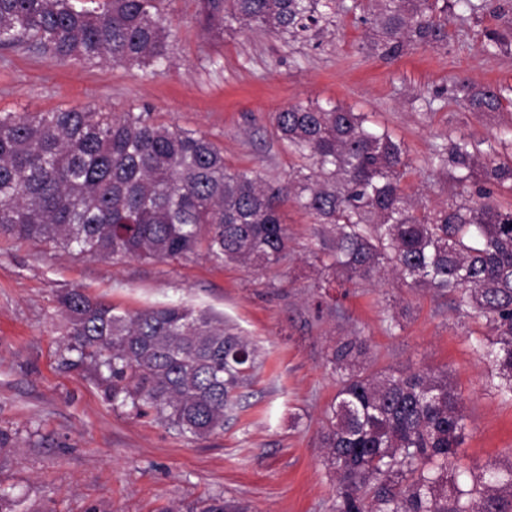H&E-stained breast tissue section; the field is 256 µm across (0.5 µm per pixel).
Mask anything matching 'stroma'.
<instances>
[{
    "instance_id": "obj_1",
    "label": "stroma",
    "mask_w": 512,
    "mask_h": 512,
    "mask_svg": "<svg viewBox=\"0 0 512 512\" xmlns=\"http://www.w3.org/2000/svg\"><path fill=\"white\" fill-rule=\"evenodd\" d=\"M360 2L343 0L333 22L287 41L260 29L202 34L198 0H170V62L153 71L0 48V113L146 106L160 122L207 135L228 166L283 184L302 161L277 139L274 114L296 102L341 105L401 141L406 193L441 206L455 186L430 167L434 147L462 134L491 143L512 135L511 105L472 112L460 89L512 85V51L482 50L485 31L508 21L494 18L495 0L470 19L455 6L447 45L390 61L368 51ZM282 211L288 256L271 269L203 254L99 259L0 239V487L15 497L0 512H202L215 500L227 512H331L336 477L318 432L336 395L328 358L354 336L370 345L360 361L368 370L447 375L467 417L460 468L512 448V402L475 351L485 320L389 273L337 283L316 258L326 226L294 200ZM74 289L129 313L181 302L223 317L256 350L223 432L182 434L112 404L102 375L68 345L58 297Z\"/></svg>"
}]
</instances>
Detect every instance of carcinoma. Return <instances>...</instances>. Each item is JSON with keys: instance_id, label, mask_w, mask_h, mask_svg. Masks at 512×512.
<instances>
[{"instance_id": "cac0c4a2", "label": "carcinoma", "mask_w": 512, "mask_h": 512, "mask_svg": "<svg viewBox=\"0 0 512 512\" xmlns=\"http://www.w3.org/2000/svg\"><path fill=\"white\" fill-rule=\"evenodd\" d=\"M166 0H0V48L59 61L157 68L170 59ZM336 0H201L206 25L263 29L283 39L330 21ZM451 0H372L370 51L393 60L415 46L448 43ZM485 51L512 49V26L486 33ZM473 112L512 102V85L463 84ZM278 138L306 160L284 186L224 164L206 135L154 114L93 109L0 113V237L39 241L106 259L220 262L272 268L288 255L280 208L288 196L330 226L323 269L369 280L392 273L411 288L448 294L453 309L491 327L478 348L491 383L512 400V161L459 137L430 165L462 187L440 209L401 187L406 151L385 129L343 106L294 103L277 112ZM71 349L105 376L112 403L195 436L224 430L255 349L224 319L185 304L135 314L80 290L59 297ZM367 351L336 343L331 416L320 430L336 472L332 512H512V448L504 459L457 470L466 429L461 395L428 370L405 376L353 369Z\"/></svg>"}]
</instances>
